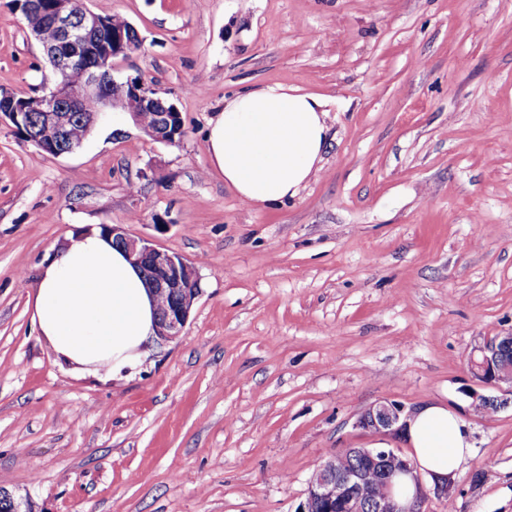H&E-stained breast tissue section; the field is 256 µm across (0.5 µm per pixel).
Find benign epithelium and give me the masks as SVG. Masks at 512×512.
<instances>
[{"mask_svg": "<svg viewBox=\"0 0 512 512\" xmlns=\"http://www.w3.org/2000/svg\"><path fill=\"white\" fill-rule=\"evenodd\" d=\"M28 31L43 40V28L51 23L58 32V41L43 44L48 62L64 80L39 94L16 102L11 95L5 103L0 120L19 123V117L29 113L36 118L34 132L24 134L29 142L52 150L55 156L74 152L80 144L69 138L75 113L82 111L88 99L96 101V111L90 124H95L106 105L129 114L144 134L167 144L177 143L176 136H164V129L177 112L174 105L150 96L152 89L139 78L117 80L112 60L136 51L124 33L112 34V40L102 39L107 26L104 16L86 6V0H53L49 10L31 5L27 11ZM112 240L120 244L131 262L144 270L152 282L155 295L169 300L166 314L158 320L157 336L164 341L178 338L189 319L199 296V278L195 268L182 257L161 250L148 240L135 237L119 225H108ZM512 342L507 332L475 349L470 358L475 380L496 386L512 384V364L499 359V345ZM408 415L393 403H379L362 414L356 425L383 436L387 447L348 448L325 461L311 477L305 502L298 512H362L363 489L373 483L381 485V493L371 501L374 512H423L428 491L412 461L393 442L401 438ZM358 454L362 465L346 468L342 465L347 453ZM412 479L415 494L400 502L393 494L395 480L400 476Z\"/></svg>", "mask_w": 512, "mask_h": 512, "instance_id": "7a95c632", "label": "benign epithelium"}]
</instances>
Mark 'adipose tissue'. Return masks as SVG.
Here are the masks:
<instances>
[{
  "label": "adipose tissue",
  "mask_w": 512,
  "mask_h": 512,
  "mask_svg": "<svg viewBox=\"0 0 512 512\" xmlns=\"http://www.w3.org/2000/svg\"><path fill=\"white\" fill-rule=\"evenodd\" d=\"M328 111L317 95L283 86L225 100L206 131L209 163L244 203L296 197L323 158ZM32 319L57 358L94 375L135 370L156 335L154 293L111 237L94 229L43 265L30 297ZM403 439L427 480L455 474L472 452L466 421L446 403L412 412Z\"/></svg>",
  "instance_id": "adipose-tissue-1"
}]
</instances>
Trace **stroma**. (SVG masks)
Masks as SVG:
<instances>
[{
  "label": "stroma",
  "instance_id": "obj_1",
  "mask_svg": "<svg viewBox=\"0 0 512 512\" xmlns=\"http://www.w3.org/2000/svg\"><path fill=\"white\" fill-rule=\"evenodd\" d=\"M138 31L114 61L179 110L180 144L103 114L49 155L0 121V488L35 512H297L315 470L390 400L458 408L473 448L424 512H512V386L471 352L512 331V0H87ZM56 73L0 0V94ZM326 101L298 195L252 207L209 167L206 129L246 87ZM103 224L181 256L182 336L119 380L59 364L37 275ZM504 406L484 417L474 395Z\"/></svg>",
  "mask_w": 512,
  "mask_h": 512
}]
</instances>
